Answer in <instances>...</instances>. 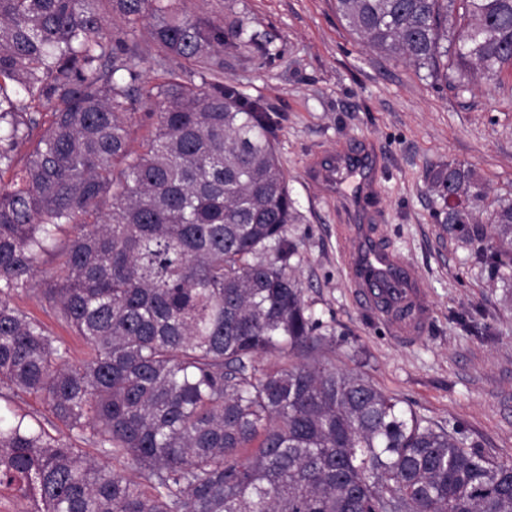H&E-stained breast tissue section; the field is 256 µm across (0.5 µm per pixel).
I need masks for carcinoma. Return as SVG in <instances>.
<instances>
[{
    "label": "carcinoma",
    "mask_w": 512,
    "mask_h": 512,
    "mask_svg": "<svg viewBox=\"0 0 512 512\" xmlns=\"http://www.w3.org/2000/svg\"><path fill=\"white\" fill-rule=\"evenodd\" d=\"M336 12L370 48L433 74L492 84L512 65V0H336ZM244 43L258 36L242 22L177 0H0V400L34 395L68 431L0 416V486L33 512H512L511 462L360 370L302 360L321 323L290 273L284 227L298 214L277 122L220 81L224 47ZM138 104L153 120L140 152ZM428 181L464 198L437 221L512 288V201L485 211L463 163ZM49 259L60 275L42 297L88 346L80 364L11 303ZM274 354L295 362L259 365Z\"/></svg>",
    "instance_id": "obj_1"
}]
</instances>
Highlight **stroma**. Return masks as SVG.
I'll use <instances>...</instances> for the list:
<instances>
[{"instance_id": "1", "label": "stroma", "mask_w": 512, "mask_h": 512, "mask_svg": "<svg viewBox=\"0 0 512 512\" xmlns=\"http://www.w3.org/2000/svg\"><path fill=\"white\" fill-rule=\"evenodd\" d=\"M219 25L243 21L263 51H225L224 79L279 121L276 150L301 216L284 228L298 250L304 298L333 343L319 358L361 369L387 394L438 426H454L486 455L512 461V291L490 281L469 249L435 218L429 169L470 166L489 201L512 200V69L497 84L433 77L379 54L337 18L334 0H185ZM369 145L379 176L380 240L419 277L431 310L420 339L402 343L360 304L342 265L352 219L309 181L313 159ZM43 265L34 290L13 296L81 363L88 349L62 327L39 291L58 276Z\"/></svg>"}]
</instances>
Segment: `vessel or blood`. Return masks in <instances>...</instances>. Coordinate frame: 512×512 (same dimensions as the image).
I'll return each instance as SVG.
<instances>
[{
  "mask_svg": "<svg viewBox=\"0 0 512 512\" xmlns=\"http://www.w3.org/2000/svg\"><path fill=\"white\" fill-rule=\"evenodd\" d=\"M373 158L340 152L318 171L322 193L344 197L361 210L376 189ZM347 278L359 301L378 314L398 339L417 340L430 319L420 280L406 261L377 240L375 225L351 227L345 248Z\"/></svg>",
  "mask_w": 512,
  "mask_h": 512,
  "instance_id": "obj_1",
  "label": "vessel or blood"
}]
</instances>
